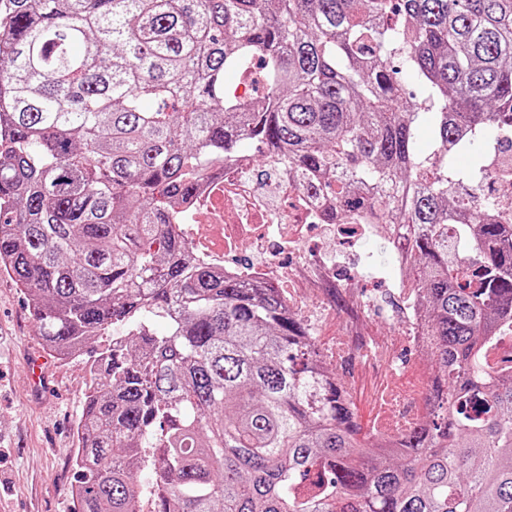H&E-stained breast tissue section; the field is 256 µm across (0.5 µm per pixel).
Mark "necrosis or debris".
Segmentation results:
<instances>
[{
	"label": "necrosis or debris",
	"instance_id": "1",
	"mask_svg": "<svg viewBox=\"0 0 512 512\" xmlns=\"http://www.w3.org/2000/svg\"><path fill=\"white\" fill-rule=\"evenodd\" d=\"M256 162L245 152L225 161L224 169L212 178L201 181L195 197L186 205V212L221 225L220 238L202 242L198 232L185 231L194 255L201 261L223 268L225 274L247 283H276L292 277L296 289L285 301L290 312H298L323 289L335 287L347 299L351 311L346 332L336 340L334 352L319 356L321 364L337 367L353 364L354 372L342 378L344 390H352L357 373L369 371L376 376L378 415L376 435L383 445H394L409 426L425 418L429 412L427 389L429 367L421 362L401 360L404 349L424 353L427 338L423 334V317L415 291L404 275L407 264L405 242L398 228L383 224L363 211H353L348 223L329 225L331 235L325 238L326 248L346 244L363 247L379 242L390 255L388 263L365 264L343 284H335L331 270L304 261L295 271L282 263L284 255L302 250L303 238L294 230L306 225L326 223L325 199L303 192L294 170L266 160L267 179L254 177ZM327 224V223H326ZM252 253L251 262L236 261L239 247ZM371 285L386 291H399L404 297L400 330L392 336H371L363 324L372 310L361 300V289Z\"/></svg>",
	"mask_w": 512,
	"mask_h": 512
}]
</instances>
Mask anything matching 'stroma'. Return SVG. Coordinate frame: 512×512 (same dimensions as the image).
Returning a JSON list of instances; mask_svg holds the SVG:
<instances>
[{"label": "stroma", "mask_w": 512, "mask_h": 512, "mask_svg": "<svg viewBox=\"0 0 512 512\" xmlns=\"http://www.w3.org/2000/svg\"><path fill=\"white\" fill-rule=\"evenodd\" d=\"M373 299L367 332L397 331L401 298L377 289ZM88 385L84 358L43 347L23 292L0 272V512H73L71 450Z\"/></svg>", "instance_id": "35a3bbf8"}]
</instances>
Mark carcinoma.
I'll use <instances>...</instances> for the list:
<instances>
[{"label": "carcinoma", "instance_id": "carcinoma-1", "mask_svg": "<svg viewBox=\"0 0 512 512\" xmlns=\"http://www.w3.org/2000/svg\"><path fill=\"white\" fill-rule=\"evenodd\" d=\"M255 65L260 97L224 84ZM505 133L512 0H0V271L60 358L104 338L75 512H512V380L481 357L512 324V223L457 194ZM254 143L402 225L436 375L389 452L277 290L177 228Z\"/></svg>", "mask_w": 512, "mask_h": 512}]
</instances>
